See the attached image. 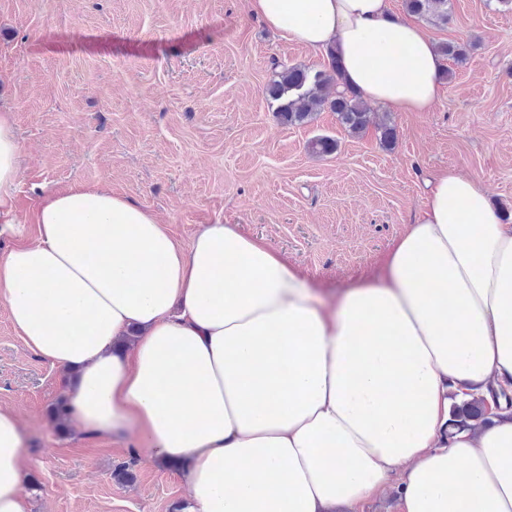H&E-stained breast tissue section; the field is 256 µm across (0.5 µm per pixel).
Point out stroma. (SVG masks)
Returning <instances> with one entry per match:
<instances>
[{"label": "stroma", "instance_id": "stroma-1", "mask_svg": "<svg viewBox=\"0 0 512 512\" xmlns=\"http://www.w3.org/2000/svg\"><path fill=\"white\" fill-rule=\"evenodd\" d=\"M436 42L471 44L427 112L372 110L395 128L349 135L324 110L282 124L272 60L325 59L280 37L247 0H0V104L21 148L17 206L101 186L158 215L182 246L205 225L267 240L313 287L374 277L445 168L477 178L512 219V8L451 0ZM336 139L312 154L311 140ZM71 382L16 333L0 300V407L25 439L32 512H171L175 468L130 444L60 433L50 409ZM129 468L132 480L117 479Z\"/></svg>", "mask_w": 512, "mask_h": 512}]
</instances>
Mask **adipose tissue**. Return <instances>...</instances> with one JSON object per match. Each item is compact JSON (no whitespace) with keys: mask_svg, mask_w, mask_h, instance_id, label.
<instances>
[{"mask_svg":"<svg viewBox=\"0 0 512 512\" xmlns=\"http://www.w3.org/2000/svg\"><path fill=\"white\" fill-rule=\"evenodd\" d=\"M283 38L336 49L342 80L397 112L439 100L444 58L391 0H250ZM0 111V234L21 218ZM37 238L0 260L25 345L73 374L68 424L176 463L187 512H512V409L448 426V395L512 390V224L454 169L377 277L329 298L264 239L209 224L182 247L100 187L40 196ZM17 416L0 408V512H30Z\"/></svg>","mask_w":512,"mask_h":512,"instance_id":"obj_1","label":"adipose tissue"}]
</instances>
